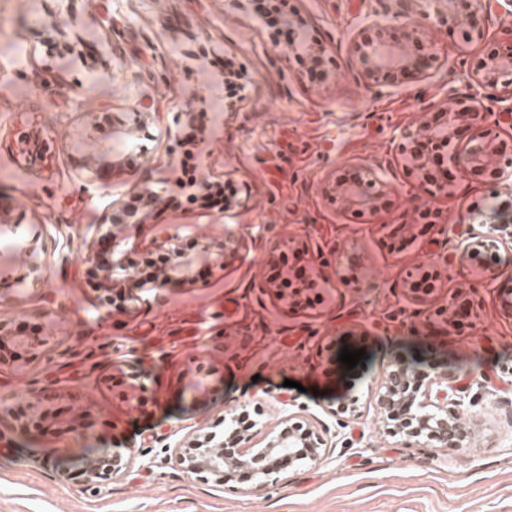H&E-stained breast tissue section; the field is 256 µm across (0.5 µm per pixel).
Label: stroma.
Returning <instances> with one entry per match:
<instances>
[{
  "instance_id": "35a3bbf8",
  "label": "stroma",
  "mask_w": 512,
  "mask_h": 512,
  "mask_svg": "<svg viewBox=\"0 0 512 512\" xmlns=\"http://www.w3.org/2000/svg\"><path fill=\"white\" fill-rule=\"evenodd\" d=\"M306 31L275 42L252 0H0V327L44 337L28 359L0 362V397L54 392L63 423L89 414L86 437L21 431L0 415V512H512V318L497 294L512 289V237L498 233L496 261L466 257L474 237L496 231L491 192L512 197V167L474 176L456 169L429 195L405 173L402 134L467 92L458 78L482 51L460 34L436 33L440 60L426 75L367 85L350 55L361 30L448 11V0H287ZM322 44L339 68L319 82L295 56ZM244 69L240 95L205 111L211 87L195 75L199 53ZM94 72L96 82L85 79ZM202 115L198 179L238 190L224 210L162 207L178 195L179 143ZM50 130L42 161L27 163L18 138ZM97 145L89 154V145ZM368 168L392 202L354 216L329 203L337 171ZM156 196L125 226L144 255L159 225L181 239L225 243L210 274L109 305L92 288L87 258L133 187ZM441 211V231L403 251L382 243L383 225L419 224ZM303 247L325 282L315 308L289 311L266 285L272 256ZM356 279L343 283L349 258ZM441 273L424 304L405 296L416 269ZM476 286L473 327L431 349L424 322L456 289ZM372 341L366 359L326 377L327 351L345 333ZM395 356L444 362L463 392L460 414L475 434L454 450L387 432L373 395ZM143 371L142 404L123 378ZM207 379L208 390L198 389ZM288 390H278L283 380ZM357 398L355 412L338 413ZM255 406V439L290 417L319 432L329 453L317 465L271 476L260 491L187 472L180 449L223 428L225 415ZM125 451L128 467L98 481L74 476L93 449Z\"/></svg>"
}]
</instances>
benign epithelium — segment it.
I'll use <instances>...</instances> for the list:
<instances>
[{
	"mask_svg": "<svg viewBox=\"0 0 512 512\" xmlns=\"http://www.w3.org/2000/svg\"><path fill=\"white\" fill-rule=\"evenodd\" d=\"M491 8V0H450L448 14L434 22L426 17L402 21L392 33L385 26L376 28L373 33L352 42L351 52L359 66L358 75L368 83L386 85L421 74L439 60L432 27L446 26L452 31H461L470 41L482 40V23L484 17L491 13ZM374 46L386 51L389 65L383 68L376 65L371 52ZM463 83L474 92L454 102L448 109V120L444 124L434 127L425 118L404 138L417 135L444 142L453 149L448 154L450 162L470 169L474 175H481L495 166L507 149L504 139L489 136V113L483 99L486 98L485 91L495 90L504 94L500 101L512 100V53L496 44L488 46L465 72ZM427 166V160L416 154L410 158L406 169L409 174L430 184L432 180ZM335 191L344 209L356 213L367 210L375 214L389 204L385 191L368 192L360 179L346 181L338 177ZM121 228L120 224L107 227L92 243L93 264L97 266L104 289L110 290L137 280V272L129 263L130 249L126 238L121 236ZM178 239L179 234L163 228L154 237L152 245L158 253L174 255ZM450 375L451 371L441 365L427 364L417 370L405 360L396 358L390 361L374 394L378 415L384 419L400 418L398 426L391 432L418 443L429 442L441 448L450 443L455 448L464 447L470 429L459 416L461 398L454 392H448ZM28 407L31 414L23 428L37 430L49 416V409L40 399L28 403ZM213 440L214 435L208 433L201 441L203 448L199 452L206 458L205 471L224 481L242 471L248 475L252 490L267 483L270 470L264 465V460L278 451L288 449L283 459L291 470L298 467V454L294 449H302L306 463L311 465L322 462L327 452L326 441L319 433L308 429L303 437L288 425L286 419L265 435L261 448H238L235 454L229 455L223 443L215 444Z\"/></svg>",
	"mask_w": 512,
	"mask_h": 512,
	"instance_id": "benign-epithelium-1",
	"label": "benign epithelium"
}]
</instances>
